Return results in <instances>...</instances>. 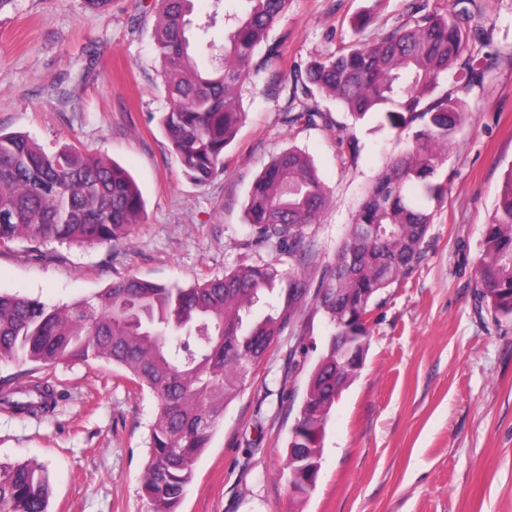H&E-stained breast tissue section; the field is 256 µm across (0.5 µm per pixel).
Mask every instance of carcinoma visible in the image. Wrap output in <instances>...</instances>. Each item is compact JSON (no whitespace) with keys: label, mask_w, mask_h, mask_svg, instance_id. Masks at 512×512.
Returning <instances> with one entry per match:
<instances>
[{"label":"carcinoma","mask_w":512,"mask_h":512,"mask_svg":"<svg viewBox=\"0 0 512 512\" xmlns=\"http://www.w3.org/2000/svg\"><path fill=\"white\" fill-rule=\"evenodd\" d=\"M241 12L211 0L192 19L193 0H158L155 49L168 108L159 123L185 174L198 183L224 171V153L245 113L246 79L266 81L274 96L299 106L288 123L327 120L313 89L357 120L374 116L401 134L405 152L390 161L366 193L334 261L310 277L314 256L301 248L305 226L327 207L329 192L310 156L290 148L253 182L245 207L253 242L273 244L300 265H241L189 287L128 277L90 299L47 305L0 292V362L52 365L105 360L157 400L142 479L151 512H178L197 457L208 447L224 408L250 369L299 312L315 306L332 332L316 364L288 445L322 450L336 392L355 376L348 349L364 356L375 300L405 277L447 191L444 165L464 120L463 96L484 77L464 62L465 83H441L470 39L468 0H417L376 41L353 44L286 72L276 66L269 34L288 0H245ZM223 22L224 38L202 41ZM142 194L131 176L101 155L74 145L48 152L29 136L0 130V247L18 241L114 244L141 222ZM475 297L495 319L512 321V168L508 169L474 271ZM54 389L34 382L0 394L16 414L50 411ZM288 484L308 480L303 459L288 458ZM45 470L0 462V512H49Z\"/></svg>","instance_id":"obj_1"}]
</instances>
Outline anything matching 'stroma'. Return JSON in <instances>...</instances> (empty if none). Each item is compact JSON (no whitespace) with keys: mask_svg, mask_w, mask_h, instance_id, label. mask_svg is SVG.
<instances>
[{"mask_svg":"<svg viewBox=\"0 0 512 512\" xmlns=\"http://www.w3.org/2000/svg\"><path fill=\"white\" fill-rule=\"evenodd\" d=\"M412 0H289L272 29L287 68L371 42ZM494 64L445 170L447 192L411 273L372 307L364 364L332 406L314 490L288 487V438L330 332L305 309L225 408L179 512H512V322L479 310L474 266L512 167V0H473ZM155 0H0V130L49 150L103 154L139 185L145 212L112 246L21 241L0 251V292L49 305L94 296L127 276L186 287L241 264L293 262L250 240L249 189L263 167L297 147L331 195L304 229L317 276L331 262L368 188L407 139L378 120L354 121L324 93L327 122L289 126L283 101L244 81L245 120L223 173L187 178L158 125L167 109L154 47ZM364 28H357V21ZM355 138V155L338 139ZM53 384L54 410L0 409V461L46 470L51 512H151L142 490L146 440L157 411L149 391L104 360L0 364V388Z\"/></svg>","mask_w":512,"mask_h":512,"instance_id":"stroma-1","label":"stroma"}]
</instances>
